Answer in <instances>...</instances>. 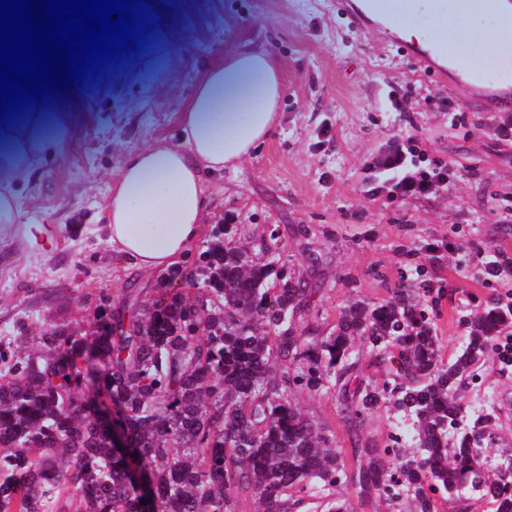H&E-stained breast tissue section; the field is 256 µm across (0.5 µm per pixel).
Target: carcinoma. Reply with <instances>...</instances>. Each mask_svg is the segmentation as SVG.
Wrapping results in <instances>:
<instances>
[{
  "label": "carcinoma",
  "instance_id": "1",
  "mask_svg": "<svg viewBox=\"0 0 512 512\" xmlns=\"http://www.w3.org/2000/svg\"><path fill=\"white\" fill-rule=\"evenodd\" d=\"M237 234L234 224L213 225L193 261L195 287L172 270L157 299L105 302L89 335L41 329L5 361L0 512H236L240 497L259 512H290L338 476L345 492L327 500L329 512H347L349 488L371 507L403 490L414 512H434L438 494L458 512L469 498L512 512L500 475L485 471L495 406L467 410L458 396L512 330V302L494 297L463 319L467 341L450 361L411 284L377 304L346 305L327 334L311 321L298 328L317 285L275 260L254 261ZM358 343L394 383L348 387ZM90 384L124 418L130 447H112L99 406L83 395ZM292 384L338 391L352 472L299 410ZM382 407L406 431L380 448L364 430Z\"/></svg>",
  "mask_w": 512,
  "mask_h": 512
}]
</instances>
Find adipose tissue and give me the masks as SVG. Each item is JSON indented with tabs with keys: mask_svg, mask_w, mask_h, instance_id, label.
<instances>
[{
	"mask_svg": "<svg viewBox=\"0 0 512 512\" xmlns=\"http://www.w3.org/2000/svg\"><path fill=\"white\" fill-rule=\"evenodd\" d=\"M282 93L279 64L267 54L240 50L209 68L182 114L184 144H150L129 152L106 200L109 239L133 267L180 266L204 225V173H218L264 142ZM45 111L5 127L9 151L0 164L36 153L55 159Z\"/></svg>",
	"mask_w": 512,
	"mask_h": 512,
	"instance_id": "1",
	"label": "adipose tissue"
}]
</instances>
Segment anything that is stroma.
<instances>
[{
    "instance_id": "obj_1",
    "label": "stroma",
    "mask_w": 512,
    "mask_h": 512,
    "mask_svg": "<svg viewBox=\"0 0 512 512\" xmlns=\"http://www.w3.org/2000/svg\"><path fill=\"white\" fill-rule=\"evenodd\" d=\"M173 19L148 52L66 105L57 159L17 157L0 184L17 200L18 223L0 235V336L29 329L91 328L103 300L145 302L164 280L137 270L105 231L110 183L125 154L178 142L181 114L209 67L254 48L282 67L283 93L270 137L224 172L204 177L215 224H236L256 245L267 225L279 259L319 291L312 321L330 331L350 301L389 298L401 278L423 276L443 357L466 331L461 317L506 296L512 276L485 278L460 252L512 258V104L486 106L450 80L415 71L384 48L377 30L356 31L336 0H168ZM457 102L459 111L448 109ZM449 166V182L425 195L371 199L372 167L396 142ZM512 396V368L483 366L464 404ZM299 407L354 462L332 391L295 395Z\"/></svg>"
}]
</instances>
